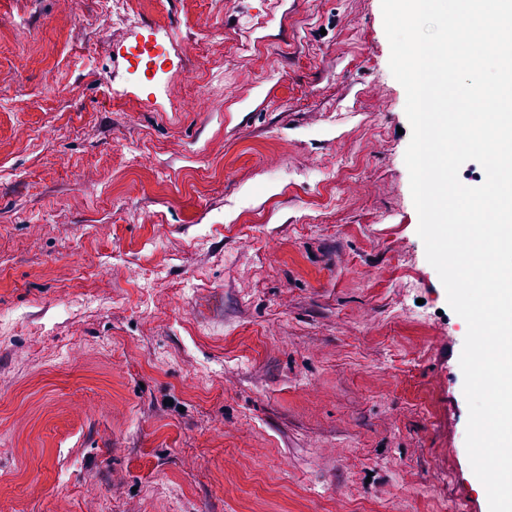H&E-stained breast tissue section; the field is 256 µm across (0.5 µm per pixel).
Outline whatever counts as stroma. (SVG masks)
<instances>
[{"label":"stroma","instance_id":"stroma-1","mask_svg":"<svg viewBox=\"0 0 512 512\" xmlns=\"http://www.w3.org/2000/svg\"><path fill=\"white\" fill-rule=\"evenodd\" d=\"M137 8L0 0V512H489L381 0Z\"/></svg>","mask_w":512,"mask_h":512}]
</instances>
